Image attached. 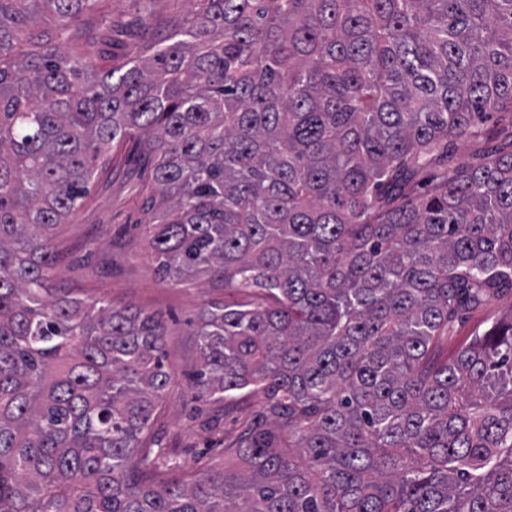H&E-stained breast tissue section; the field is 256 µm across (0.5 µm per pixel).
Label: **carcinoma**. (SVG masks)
<instances>
[{
  "label": "carcinoma",
  "mask_w": 512,
  "mask_h": 512,
  "mask_svg": "<svg viewBox=\"0 0 512 512\" xmlns=\"http://www.w3.org/2000/svg\"><path fill=\"white\" fill-rule=\"evenodd\" d=\"M96 2L0 0V512H512V321L435 357L512 294V0H195L123 71ZM130 139L157 271L229 292L198 396L266 398L231 466L153 435L162 317L52 287ZM512 318V295H500L482 308L462 314L455 321L449 336L441 342L442 355H448L469 342L477 333L488 329L495 321H510Z\"/></svg>",
  "instance_id": "carcinoma-1"
}]
</instances>
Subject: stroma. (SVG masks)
Segmentation results:
<instances>
[{
  "label": "stroma",
  "instance_id": "stroma-1",
  "mask_svg": "<svg viewBox=\"0 0 512 512\" xmlns=\"http://www.w3.org/2000/svg\"><path fill=\"white\" fill-rule=\"evenodd\" d=\"M190 8V0H98L86 18L89 52L102 68H122L142 44L166 30L170 19ZM153 168V159L135 141L115 148L111 168L94 180L78 210L57 229L53 284L83 298L105 295L162 316L173 383L155 433L181 464L202 452L218 461L256 424L264 398L259 393L230 402L194 398L198 355L193 330L202 309L222 300L224 290L202 276L173 281L156 273L142 231L152 218L147 202L154 192ZM510 320L512 295L504 294L459 316L441 350L454 352L493 322Z\"/></svg>",
  "mask_w": 512,
  "mask_h": 512
}]
</instances>
